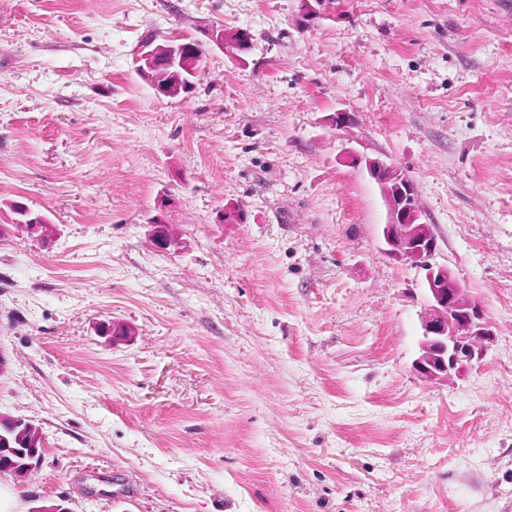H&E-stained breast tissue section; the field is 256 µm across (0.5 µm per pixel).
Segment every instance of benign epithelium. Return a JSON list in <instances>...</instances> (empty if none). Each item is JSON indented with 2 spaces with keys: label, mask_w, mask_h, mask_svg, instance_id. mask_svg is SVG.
<instances>
[{
  "label": "benign epithelium",
  "mask_w": 512,
  "mask_h": 512,
  "mask_svg": "<svg viewBox=\"0 0 512 512\" xmlns=\"http://www.w3.org/2000/svg\"><path fill=\"white\" fill-rule=\"evenodd\" d=\"M184 45L173 43L167 49L163 64L170 74H178L183 66ZM352 162L365 167L372 178L384 183L393 169L377 160L362 161L353 155ZM392 193H384L389 212L383 227L385 253L394 259L409 260L427 267L425 291L428 307L421 316L422 335L414 369L429 381H442L456 373L459 365L482 356L492 333L484 322L479 302L468 297L457 279L443 266H433L428 259L435 251L432 231L419 224V214L411 206L412 182L398 176Z\"/></svg>",
  "instance_id": "1"
}]
</instances>
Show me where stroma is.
Instances as JSON below:
<instances>
[{
	"instance_id": "stroma-1",
	"label": "stroma",
	"mask_w": 512,
	"mask_h": 512,
	"mask_svg": "<svg viewBox=\"0 0 512 512\" xmlns=\"http://www.w3.org/2000/svg\"><path fill=\"white\" fill-rule=\"evenodd\" d=\"M183 39L205 69L158 96L141 58ZM354 154L482 306L448 380L414 369L426 265L386 256ZM12 200L55 232L0 240V413L44 439L0 512H512V0H0Z\"/></svg>"
}]
</instances>
